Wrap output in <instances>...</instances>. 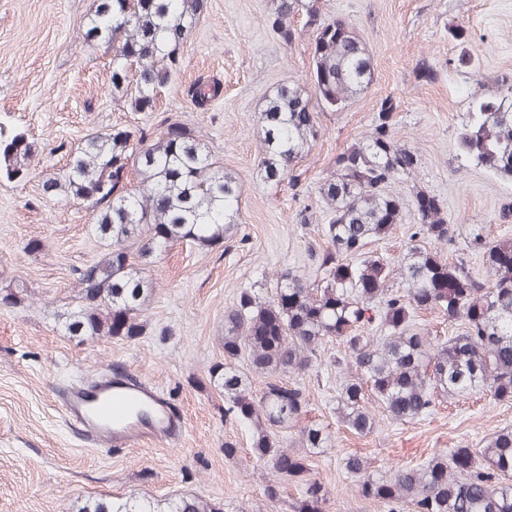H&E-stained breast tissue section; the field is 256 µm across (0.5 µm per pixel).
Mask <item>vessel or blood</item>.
I'll use <instances>...</instances> for the list:
<instances>
[{
	"mask_svg": "<svg viewBox=\"0 0 512 512\" xmlns=\"http://www.w3.org/2000/svg\"><path fill=\"white\" fill-rule=\"evenodd\" d=\"M68 414L99 438L122 444L132 436L179 441L184 421L155 387L115 371L63 393Z\"/></svg>",
	"mask_w": 512,
	"mask_h": 512,
	"instance_id": "b4317fda",
	"label": "vessel or blood"
}]
</instances>
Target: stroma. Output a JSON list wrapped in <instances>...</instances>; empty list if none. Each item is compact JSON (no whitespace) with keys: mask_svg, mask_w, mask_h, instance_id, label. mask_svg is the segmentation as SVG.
Listing matches in <instances>:
<instances>
[{"mask_svg":"<svg viewBox=\"0 0 512 512\" xmlns=\"http://www.w3.org/2000/svg\"><path fill=\"white\" fill-rule=\"evenodd\" d=\"M90 4L0 0V125L25 131L36 147L24 180H0V296L25 288L19 303H0V512H75L92 497L163 505L191 495L216 512H289L308 478L327 491L322 512H387L358 494L345 457L359 455L381 474L455 448L479 450L494 433L512 428V400L486 392L438 396L430 414L410 422L380 410L370 434H355L336 414L348 378L336 364L345 347L326 341L308 372L285 377L305 389V411L269 434L296 450L302 428L313 424L330 434L329 446L308 454L306 478L276 477L254 455L252 425L228 416L223 389L210 382L212 369L224 362V313L242 289L271 298L285 269L321 280L318 188L337 154L368 134L383 98L396 104L395 140L420 154L411 186L437 195L457 227L454 243L438 247L439 257L464 260L478 275L482 262L468 250L472 226L512 239V223L498 219L512 202V182L456 156L473 82L487 89L500 73H512V0H317L326 16L344 19L365 42L374 81L345 110L318 113L321 135L295 162L294 186L265 180L256 116L278 84L311 88V33L283 43L263 23L271 0H204L155 111L134 112L112 98L111 52L83 39ZM424 63L433 66V80L420 77ZM203 80L221 90L200 104L190 90ZM169 119L190 127L238 177V222L212 248L184 241L149 257L144 275L154 291L141 313L145 334L131 340L70 335L59 315L74 307L78 276L103 247L87 204L49 199L42 182L93 131L116 124L157 131ZM304 209L312 222H300ZM32 238L40 240L39 251L28 250ZM114 368L170 398L185 421L178 444L97 442L69 417L62 391ZM228 443L234 456L224 453ZM272 483L279 488L275 499L267 495Z\"/></svg>","mask_w":512,"mask_h":512,"instance_id":"1","label":"stroma"}]
</instances>
